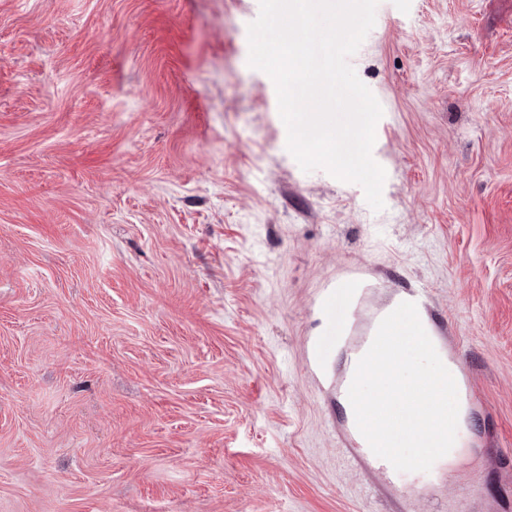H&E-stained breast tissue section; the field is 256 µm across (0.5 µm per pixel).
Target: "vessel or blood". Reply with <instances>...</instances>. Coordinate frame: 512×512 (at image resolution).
Wrapping results in <instances>:
<instances>
[{
  "label": "vessel or blood",
  "mask_w": 512,
  "mask_h": 512,
  "mask_svg": "<svg viewBox=\"0 0 512 512\" xmlns=\"http://www.w3.org/2000/svg\"><path fill=\"white\" fill-rule=\"evenodd\" d=\"M365 298L360 281L349 279L337 282L328 289L319 303L320 319L323 323L321 335L313 337L307 346V358L316 374L328 377L329 364L335 355H343L347 361L348 372L336 383V394L340 400L348 398V389L352 382L360 358L370 347L375 336L374 329L359 330L354 321V313L360 308ZM421 323L431 339L437 352L448 350V324L441 317L422 318ZM345 433L356 450L357 460L371 462L387 478L397 475L393 466L370 449L366 439L359 432L352 406L344 408Z\"/></svg>",
  "instance_id": "vessel-or-blood-1"
}]
</instances>
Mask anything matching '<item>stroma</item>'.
<instances>
[{"label":"stroma","instance_id":"1","mask_svg":"<svg viewBox=\"0 0 512 512\" xmlns=\"http://www.w3.org/2000/svg\"><path fill=\"white\" fill-rule=\"evenodd\" d=\"M259 0H0V512H512V0H379L362 187L303 172ZM448 322L433 484L349 466L304 358L346 278Z\"/></svg>","mask_w":512,"mask_h":512}]
</instances>
